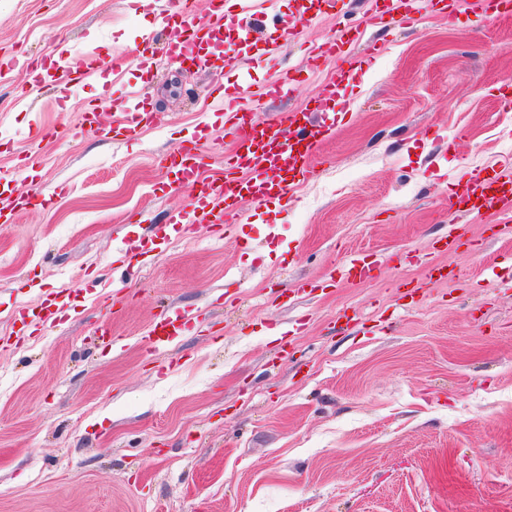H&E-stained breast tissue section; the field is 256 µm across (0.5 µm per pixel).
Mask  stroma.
<instances>
[{
  "instance_id": "stroma-1",
  "label": "stroma",
  "mask_w": 512,
  "mask_h": 512,
  "mask_svg": "<svg viewBox=\"0 0 512 512\" xmlns=\"http://www.w3.org/2000/svg\"><path fill=\"white\" fill-rule=\"evenodd\" d=\"M165 2L0 0V175L42 200L0 221V512H512V238L501 216L448 211L460 178L512 154V18L413 0L407 25L333 0L310 19L267 0L221 69L115 66L171 41ZM347 24L365 63L314 116L336 125L316 176L226 231L178 229L125 277L122 242L189 203L159 158L193 140L224 167L215 81L227 99L252 83L259 121L314 105L336 61L309 53ZM285 72L288 96L264 97ZM139 101L156 120L129 137ZM353 256L365 283L344 275ZM59 292L69 318L23 317ZM170 305L194 319L151 351Z\"/></svg>"
}]
</instances>
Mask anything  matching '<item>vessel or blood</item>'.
Here are the masks:
<instances>
[{"instance_id":"b4317fda","label":"vessel or blood","mask_w":512,"mask_h":512,"mask_svg":"<svg viewBox=\"0 0 512 512\" xmlns=\"http://www.w3.org/2000/svg\"><path fill=\"white\" fill-rule=\"evenodd\" d=\"M195 8L196 0H166L164 19L181 23L185 37L193 41L204 35L222 41L228 24L249 33L257 30L251 6L228 12L223 0H212L210 21L199 24L193 21ZM355 74V58L346 57L336 76L324 85L323 99H335L344 81ZM224 132L231 140V150L221 171L206 172L205 153L195 141L182 145L171 158V167L177 168L181 185L190 193V203L170 211L168 223H205L221 229L233 223L244 200L287 199L301 181L315 175L317 148L333 129L317 124L303 109L285 113L279 121L259 122L238 102L224 108ZM448 209L473 219L490 211L511 215L512 161L461 178ZM189 322L181 311L167 310L149 325V345L157 350L167 347L183 335Z\"/></svg>"}]
</instances>
